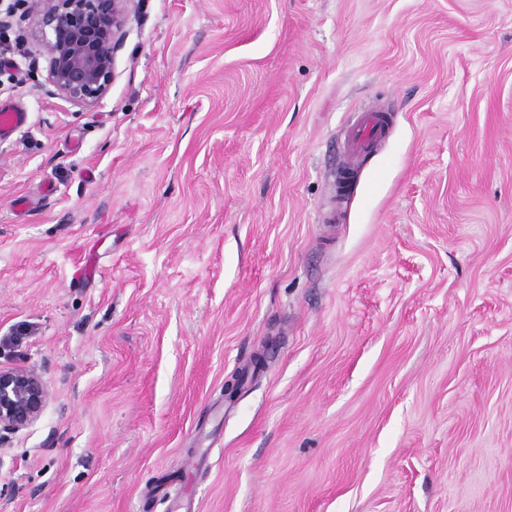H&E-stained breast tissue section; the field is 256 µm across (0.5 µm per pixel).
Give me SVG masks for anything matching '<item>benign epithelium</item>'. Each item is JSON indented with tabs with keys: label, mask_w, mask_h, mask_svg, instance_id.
<instances>
[{
	"label": "benign epithelium",
	"mask_w": 512,
	"mask_h": 512,
	"mask_svg": "<svg viewBox=\"0 0 512 512\" xmlns=\"http://www.w3.org/2000/svg\"><path fill=\"white\" fill-rule=\"evenodd\" d=\"M134 0H33L29 32L57 95L95 106L115 79V54ZM48 387L33 368L0 369V430L18 432L41 416Z\"/></svg>",
	"instance_id": "1"
}]
</instances>
